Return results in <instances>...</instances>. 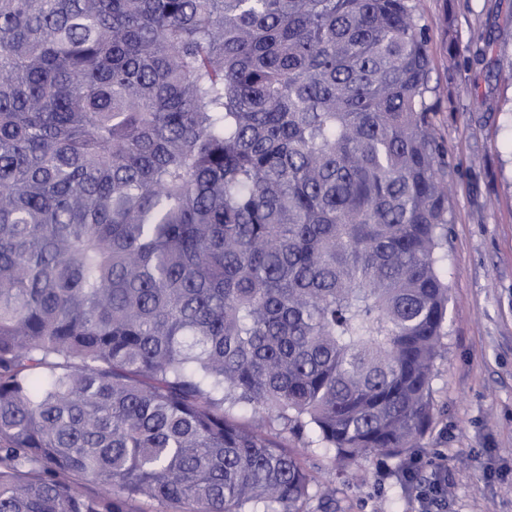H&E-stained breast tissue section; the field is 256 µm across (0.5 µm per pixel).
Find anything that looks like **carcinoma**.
Segmentation results:
<instances>
[{
  "label": "carcinoma",
  "mask_w": 512,
  "mask_h": 512,
  "mask_svg": "<svg viewBox=\"0 0 512 512\" xmlns=\"http://www.w3.org/2000/svg\"><path fill=\"white\" fill-rule=\"evenodd\" d=\"M417 14L0 0V512H303L336 489L276 432L417 447L452 219Z\"/></svg>",
  "instance_id": "carcinoma-1"
}]
</instances>
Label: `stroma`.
<instances>
[{
  "mask_svg": "<svg viewBox=\"0 0 512 512\" xmlns=\"http://www.w3.org/2000/svg\"><path fill=\"white\" fill-rule=\"evenodd\" d=\"M429 29L435 116L447 147L452 222L443 267L448 334L432 380L435 416L418 447L398 459L371 454L345 468L310 438L281 434L322 483L336 512H418L405 470L446 458L450 493L439 512H512V0H419ZM478 46L449 66V41Z\"/></svg>",
  "mask_w": 512,
  "mask_h": 512,
  "instance_id": "stroma-1",
  "label": "stroma"
}]
</instances>
